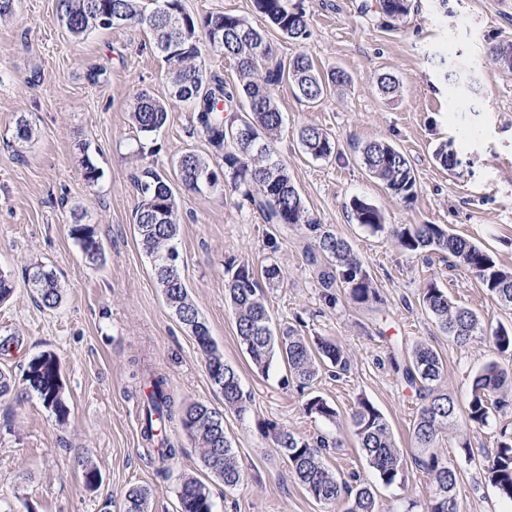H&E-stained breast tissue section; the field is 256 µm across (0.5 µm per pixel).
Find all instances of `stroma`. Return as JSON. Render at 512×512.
Here are the masks:
<instances>
[{"label":"stroma","mask_w":512,"mask_h":512,"mask_svg":"<svg viewBox=\"0 0 512 512\" xmlns=\"http://www.w3.org/2000/svg\"><path fill=\"white\" fill-rule=\"evenodd\" d=\"M192 13L222 12L263 30L277 56L305 52L327 73L348 72L352 81L331 87L323 102L308 107L287 84L274 91L286 121L276 143L304 200L309 218L347 239L377 289L376 300L353 302L319 283V268L306 256L312 234L303 224L272 227L231 187L178 191V264L189 295L226 362L239 372L249 396L245 415L225 410L211 384L194 337L176 320L156 282L133 229L137 203L132 174L145 165L162 172L185 149H212L194 131L188 104L172 103L158 135L159 153L138 151L129 119L137 91L167 94L165 65L146 32L127 25L73 39L59 19L58 0H18L13 16L0 21V271L15 291L0 304V337H16L0 370L14 391L0 399V512H123L126 491H150L149 512H177V488L185 476L210 490L215 512H342L317 502L291 474L267 432L268 424L309 440L326 438L328 465L342 477L375 476L362 455L351 415L359 400L373 403L391 426L408 458V484L378 487L379 512H405L409 501L425 507L433 490L429 475L413 465L411 429L421 405L417 391L393 372L391 359L407 358L426 343L445 367L444 386L466 404L472 380L498 353L487 337L465 346L437 328L420 304L428 284L472 309L483 324L512 326V307L497 303L475 276L449 267L441 253H413L390 232L370 233L351 218L361 198L391 224H439L487 250L512 269V73L487 57L490 45L512 41V0H412L397 27L387 25L378 0H301L311 35L291 42L256 12L253 0H183ZM452 44L471 72L469 85H451L437 54ZM401 82L385 99L380 74ZM34 131L31 141L14 137L18 120ZM326 130L336 142L326 160L307 155L301 127ZM383 139L410 161L418 195L404 203L362 165L359 148ZM447 145L457 163L443 169L434 158ZM103 169L94 184L82 176L80 159ZM94 225L104 258L88 264L70 227L75 216ZM280 247L270 250L269 235ZM277 265L282 279L264 286L274 328L295 327L303 336L335 342L349 359L348 371L321 370L311 388L284 384L275 364L263 375L251 364L236 334L225 296L234 268ZM53 272L62 299L43 308L25 281L27 270ZM53 353L60 363L65 419H57L25 380L28 362ZM148 359L169 380L176 409L200 401L222 410L242 482L233 489L207 471L198 441L180 422L170 437L176 458L159 470L139 434L142 399L133 362ZM335 408V419L307 414V398ZM488 424L458 414L440 437L437 451L459 472L460 512H506L485 478L483 463L497 450L502 431L512 432V392ZM92 460L102 481L88 489L77 458Z\"/></svg>","instance_id":"stroma-1"}]
</instances>
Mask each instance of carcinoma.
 I'll return each mask as SVG.
<instances>
[{
    "label": "carcinoma",
    "instance_id": "cac0c4a2",
    "mask_svg": "<svg viewBox=\"0 0 512 512\" xmlns=\"http://www.w3.org/2000/svg\"><path fill=\"white\" fill-rule=\"evenodd\" d=\"M165 14L147 17L145 0H59L60 17L68 32L79 38L96 28H112L124 24L140 25L150 31L154 47L164 62L169 97L161 99L141 90L133 96L130 116L143 141L138 152L145 154V142L152 139L166 124L171 102H188L195 113V126L223 164L214 165L193 150L183 152L174 164V175L189 190L216 188L230 182L235 190L254 204L268 224H306L315 232L314 243L308 248L310 263H323L319 282L327 290L341 288L358 303L374 298L373 282L344 238L320 228L308 219L302 196L275 157L274 145L284 125L285 117L273 97L274 87L283 82L292 84L300 98L309 105L321 102L327 88L345 85L349 75L336 70L319 72L303 52L289 61L278 59L265 36L247 20L224 13L194 15L186 11L182 0H160ZM258 13L282 35L300 45L310 36L307 15L298 0H254ZM382 14L389 22H398L410 10V0H379ZM224 51V56L237 66L238 83L227 85L216 75H209L200 62L202 47ZM512 51V43H497L489 48L490 60L504 72H512V60L504 54ZM378 87L385 96L400 92V80L393 74L378 77ZM232 116L226 118L224 113ZM254 134V140L244 142L238 134L241 128ZM300 142L312 158L328 159L336 150L335 140L322 129L304 126L299 131ZM362 164L385 188L399 200L410 203L417 196V180L406 156L384 140H373L361 148ZM82 174L89 183L97 182L102 170L93 162L88 150H83ZM138 196L133 220L139 244L149 259L157 284L161 288L174 316L187 329L204 356L205 367L212 385L224 396V409L243 414L248 409L237 369L224 361L223 354L209 336L206 322L185 286L180 270L169 275L160 270L162 261L176 262V241L179 236L177 201L169 176L152 166H144L134 176ZM351 212L356 223L372 233L386 229L379 209L355 198ZM397 243L411 252L437 251L445 253L452 265L473 273L480 287L496 301L512 306V270L500 266L479 246L462 236L448 233L438 224H400L391 230ZM70 235L80 244L86 260L97 264L103 253L95 229L76 220ZM280 269L266 265L259 269L240 266L226 285V294L234 315L236 333L254 368L266 374L274 361L287 367L301 388H309L321 369L332 366L345 372L349 360L336 343L320 340L314 344L293 328L274 335L266 308L261 281L276 283ZM27 284L37 292L43 307L53 309L61 300V288L52 272L40 266L32 267ZM424 309L435 319L440 331L459 345H467L479 335H489L494 349L501 355L512 356V330L498 326L485 330L478 316L469 308L455 303L446 291L431 284L422 295ZM393 371L424 399L412 427L411 437L416 448L424 452L418 465L427 472L433 484V496L426 512H460L458 473L433 448L443 430L457 418L458 405L441 387L444 364L434 349L421 343L412 349L404 363L392 362ZM25 380L43 404L57 416L65 417L67 406L61 381L59 362L55 355L42 354L31 359ZM144 417L143 437L157 446L159 459L171 460L177 449L162 437L164 421L172 418V398L169 381L161 373L146 367L142 370ZM512 383V368L497 361L485 364L474 376L471 396L465 413L470 423L488 424L492 410L500 408L493 394ZM309 415L328 420L336 410L319 396L304 404ZM355 435L377 481L384 487L403 485L407 474L403 455L398 448L384 415L368 400L358 402L351 415ZM183 428L195 437L203 448L202 463L227 488L241 481V471L231 441L224 431L223 414L203 402H194L181 414ZM268 434L281 448L293 475L317 501L340 504L343 512H377L373 486L357 478L350 481L336 475L323 460L326 441L310 442L275 424L267 426ZM84 483L95 488L101 481L97 467L80 460ZM485 479L497 490L500 498L512 505V434L502 433L496 453L484 464ZM179 512H213L210 491L192 476L182 479L178 487ZM124 512H148V491L133 488L125 495Z\"/></svg>",
    "mask_w": 512,
    "mask_h": 512
}]
</instances>
